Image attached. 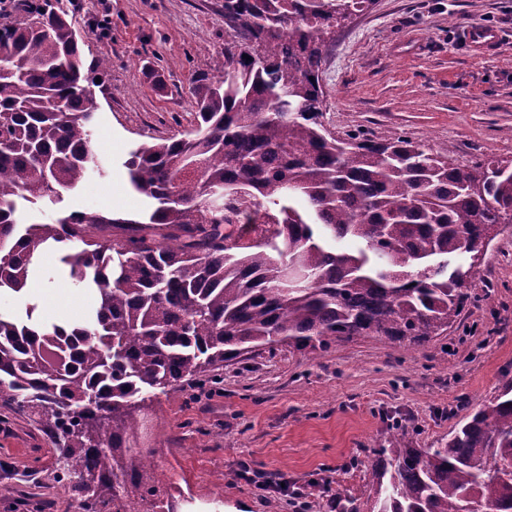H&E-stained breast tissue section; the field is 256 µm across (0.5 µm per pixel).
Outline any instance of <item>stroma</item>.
Returning a JSON list of instances; mask_svg holds the SVG:
<instances>
[{"label":"stroma","mask_w":512,"mask_h":512,"mask_svg":"<svg viewBox=\"0 0 512 512\" xmlns=\"http://www.w3.org/2000/svg\"><path fill=\"white\" fill-rule=\"evenodd\" d=\"M83 44V65L109 67L91 85L94 146L110 166L90 175L60 208L136 215L143 196L124 162L145 142L181 136L193 124L189 87L214 75L232 38L224 0H62ZM495 27L493 52H470L466 32ZM323 122L336 135H406L455 166L512 160V0H375L337 29L320 71ZM51 251L19 294L0 293V310L53 323L49 299L67 288L90 315L96 294L68 282ZM475 300L457 323L414 350L380 338L336 342L317 354L288 346L245 357L218 380L153 395L140 412L135 447L151 458L181 512H267L268 496L236 474L248 461L268 476L305 483L328 478L372 501L364 464L383 447L389 424L407 425L417 448H438L456 423L512 381V225L477 268ZM53 436L34 418L0 424V512H81L54 480Z\"/></svg>","instance_id":"obj_1"}]
</instances>
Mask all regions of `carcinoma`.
Wrapping results in <instances>:
<instances>
[{
    "label": "carcinoma",
    "instance_id": "1",
    "mask_svg": "<svg viewBox=\"0 0 512 512\" xmlns=\"http://www.w3.org/2000/svg\"><path fill=\"white\" fill-rule=\"evenodd\" d=\"M59 2L0 29V291L22 292L52 242L100 303L69 331L0 313V420L38 416L81 507L158 495L131 446L154 390L272 343L420 345L457 322L485 225L512 224V160L464 170L408 136L328 131L322 60L374 0H224L235 40L220 75L192 80L194 129L124 162L144 213L27 224L18 201L54 205L96 167L92 79ZM346 237L360 247L327 246ZM387 440L366 468L376 512H512V383L440 448L399 424Z\"/></svg>",
    "mask_w": 512,
    "mask_h": 512
}]
</instances>
